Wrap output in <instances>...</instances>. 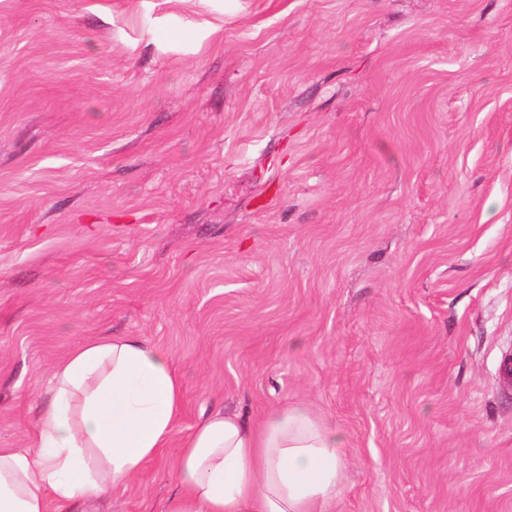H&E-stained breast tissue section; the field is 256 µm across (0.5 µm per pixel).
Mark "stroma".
<instances>
[{
    "label": "stroma",
    "instance_id": "obj_1",
    "mask_svg": "<svg viewBox=\"0 0 512 512\" xmlns=\"http://www.w3.org/2000/svg\"><path fill=\"white\" fill-rule=\"evenodd\" d=\"M104 336L183 410L98 512L297 403L327 512H512V0H0V448Z\"/></svg>",
    "mask_w": 512,
    "mask_h": 512
}]
</instances>
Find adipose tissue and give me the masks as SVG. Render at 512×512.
Listing matches in <instances>:
<instances>
[{
	"instance_id": "ef3b65f1",
	"label": "adipose tissue",
	"mask_w": 512,
	"mask_h": 512,
	"mask_svg": "<svg viewBox=\"0 0 512 512\" xmlns=\"http://www.w3.org/2000/svg\"><path fill=\"white\" fill-rule=\"evenodd\" d=\"M182 408L181 377L161 349L134 336L77 346L54 367L36 449L0 448V512H69L110 497L162 456ZM344 444L302 404L256 422L216 411L184 440L165 512H325Z\"/></svg>"
}]
</instances>
